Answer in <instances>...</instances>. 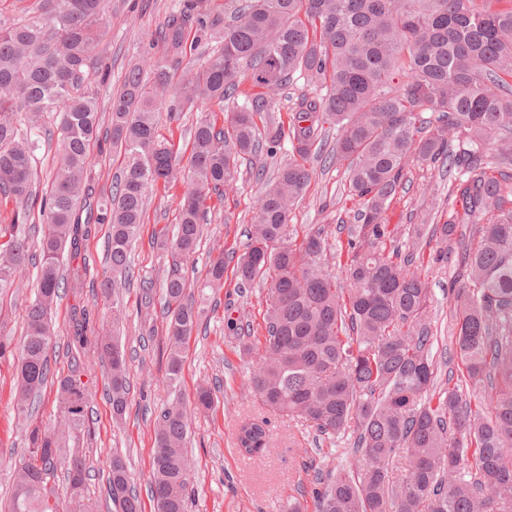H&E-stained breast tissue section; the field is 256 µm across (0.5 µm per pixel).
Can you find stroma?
Here are the masks:
<instances>
[{"instance_id": "1", "label": "stroma", "mask_w": 512, "mask_h": 512, "mask_svg": "<svg viewBox=\"0 0 512 512\" xmlns=\"http://www.w3.org/2000/svg\"><path fill=\"white\" fill-rule=\"evenodd\" d=\"M180 0H112L101 22L97 50L109 67V76L99 85L101 102H109L119 90L129 65L148 64L165 51L161 30ZM237 100L224 105L198 102L174 122L161 120L166 137L181 151L190 148L191 127L197 118L208 115L229 122ZM289 160L288 149L267 159L264 170L244 164L238 179L224 187V199L211 209L209 222L194 256L183 264L155 247L154 232L173 227L183 184L160 186L150 192L145 223L131 250L133 280L117 288L114 297L102 296L99 283L109 264L106 260L109 227L97 225L81 255L75 260L84 272L81 293L64 292L53 311L57 331L50 351L56 373H67L71 356L67 352L70 315L73 307L84 306L95 317H107L113 304H120L123 322L117 334L129 358L130 403L122 420L112 417L106 398L108 376L96 353L82 362L91 383L88 425L91 437L73 433L71 448L87 451L92 477L86 483V512H112L106 502L105 484L113 454H121L138 487H145L152 469L156 415L173 403L191 405L200 386L214 387V406L195 411L189 417L190 437L186 453L193 481L189 487L188 512H288L293 501L304 503L305 512H315L312 490L319 473L347 470L359 462L353 451L354 435L345 433L332 439L300 420L272 412L252 392L250 372L263 351L265 336V291L258 285L239 287L234 267L245 251L247 232L255 207L267 181L279 165ZM312 181L303 200L292 210L289 222L299 235L322 231L330 251L346 247L356 222V206L348 197V180L339 165H324L319 155L309 163ZM448 217V178L441 169L419 161L410 162L407 183L385 214L387 223L409 231L425 214ZM434 246L424 247L414 266L430 293V316L434 334L430 356L438 367L439 380L448 377V357L453 352L456 331L451 288L458 275L455 261L433 262ZM225 260L224 286L215 290L205 285L210 260ZM179 271L190 286L196 303L204 307L206 327L193 334L186 344L183 372L176 386L165 382L166 323L160 306L144 308L139 283L151 280L162 286L172 271ZM36 270L25 267L14 288L0 295V341L10 352L0 357V512H5L16 464L26 452L25 429L29 419L18 414L13 390L15 352L23 332L25 309L34 298ZM245 420L265 422L273 447L259 458L244 459L236 447V430Z\"/></svg>"}]
</instances>
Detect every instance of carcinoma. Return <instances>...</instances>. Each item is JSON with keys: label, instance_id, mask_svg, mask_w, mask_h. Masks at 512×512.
<instances>
[{"label": "carcinoma", "instance_id": "cac0c4a2", "mask_svg": "<svg viewBox=\"0 0 512 512\" xmlns=\"http://www.w3.org/2000/svg\"><path fill=\"white\" fill-rule=\"evenodd\" d=\"M109 0H40L18 19L0 16V192L19 203L15 225L39 210L37 247L11 234L0 244V291L18 268L35 265L36 297L28 306L15 382L20 413L30 416L48 383L50 313L61 290L83 288L79 270L64 272L63 254H81L92 225L110 226L112 271L128 274L130 252L144 223L149 189L179 178L188 191L172 236L159 249L181 260L195 254L210 208L207 201L236 180L243 162L292 155L267 184L236 274L241 285L266 289L265 361L252 379L270 410L304 419L328 439L349 429L359 470L316 478V512H512V7L477 9L473 0H241L215 32L209 0H184L164 32L165 56L149 74L134 64L108 106L96 86L108 69L95 57ZM218 40L208 61L181 72L169 60L186 50V36ZM299 74L326 94L301 95L288 125L269 117L275 95ZM266 89L246 99L227 126L204 116L183 159L159 133L160 107L169 118L198 100L223 103L243 78ZM433 118L426 120L422 113ZM57 120V164L47 188L35 177L42 119ZM336 129L324 162L345 167L359 225L343 263L346 285L324 269L322 233L294 237L288 217L304 197L312 172L306 161ZM123 153L125 165L109 194L93 186V149ZM448 172L443 224H419L404 244L385 213L406 181L411 160ZM474 226L478 236L461 253L454 286L456 356L465 390L437 389L430 360L433 331L428 288L409 266L421 243L436 241V259ZM224 253L207 270L210 288L224 286ZM168 344L165 380L178 382L183 350L202 321L186 280L164 285ZM68 350L97 352L109 372L113 417L126 413L130 378L125 352L99 336L92 312L73 308ZM59 408L82 430L87 384L81 366L57 378ZM490 409H472L471 398ZM186 413L179 406L154 423L149 478L155 512H187L190 465L184 450ZM18 469L7 512H64L58 474L81 507L86 454L61 447L35 425ZM239 452L269 451L270 434L243 422ZM407 472L394 481L395 462ZM107 496L115 512H141L122 457L112 456Z\"/></svg>", "mask_w": 512, "mask_h": 512}]
</instances>
